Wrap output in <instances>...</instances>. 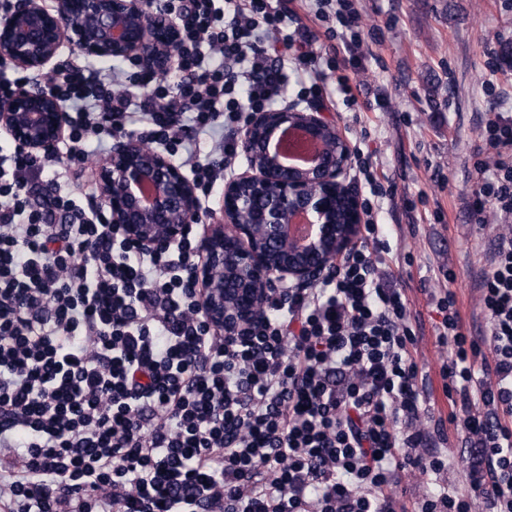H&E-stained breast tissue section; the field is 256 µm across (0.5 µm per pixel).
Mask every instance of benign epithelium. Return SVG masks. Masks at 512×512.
Here are the masks:
<instances>
[{"label": "benign epithelium", "mask_w": 512, "mask_h": 512, "mask_svg": "<svg viewBox=\"0 0 512 512\" xmlns=\"http://www.w3.org/2000/svg\"><path fill=\"white\" fill-rule=\"evenodd\" d=\"M174 34L171 18L146 11L140 0H56L52 9L42 0H15L0 17V57L42 73L67 48L90 61L132 59L163 77L176 57ZM65 121L60 100L42 90L20 87L0 105V131L47 158L56 154ZM291 129L321 146L306 166H292L274 150ZM243 152L246 169L224 183V223L201 225L202 261L192 270L208 322L228 335L244 334L279 287L307 288L327 277L358 241L362 223L357 197L342 180L351 145L316 109L251 114ZM96 170L100 203L141 246L175 243L199 223L194 183L138 137L116 140ZM299 214L312 225L302 242L287 232Z\"/></svg>", "instance_id": "7a95c632"}]
</instances>
